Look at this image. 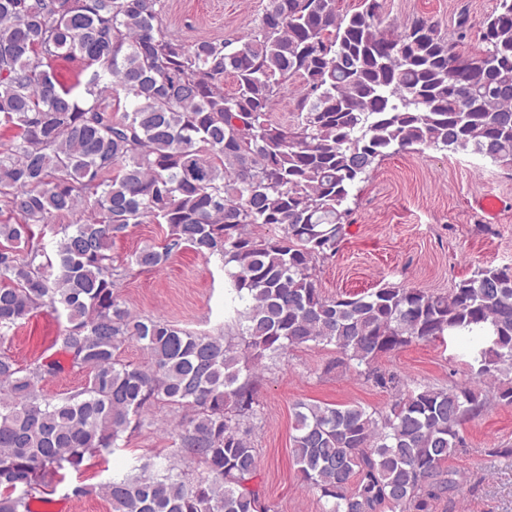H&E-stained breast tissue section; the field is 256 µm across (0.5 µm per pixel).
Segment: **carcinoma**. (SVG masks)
<instances>
[{
    "instance_id": "carcinoma-1",
    "label": "carcinoma",
    "mask_w": 512,
    "mask_h": 512,
    "mask_svg": "<svg viewBox=\"0 0 512 512\" xmlns=\"http://www.w3.org/2000/svg\"><path fill=\"white\" fill-rule=\"evenodd\" d=\"M159 0H0V337L42 306L63 314L75 394L40 383L66 367L23 368L0 355V512H31L36 490L66 467L112 454L165 402L192 416L174 430L203 472L140 459L138 474L100 485L112 512H265L254 369L290 348L333 345L345 364L395 391L386 413L301 401L293 454L324 512H431L456 486L448 460L468 447L465 422L512 404V265L485 266L446 293L385 285L345 297L318 286L352 224L349 200L373 164L400 152L471 150L512 168V0L482 22L479 54L456 49L426 19L380 27L379 0H269L233 47L187 45L162 29ZM79 58L68 83L52 62ZM236 88L224 92V77ZM301 79L295 120L272 119ZM123 114L112 116L114 107ZM83 207L53 255L33 227ZM165 224L160 247L113 264L112 238ZM254 225L274 227L258 235ZM189 249L218 257L237 341L131 314L119 295L133 270ZM461 340L474 369L451 389L379 371L413 342ZM136 341L150 362L120 357ZM86 377L82 372L77 370L70 371L66 369L64 372L48 377L42 383L43 392L49 397H64L73 394L75 391L84 386Z\"/></svg>"
}]
</instances>
